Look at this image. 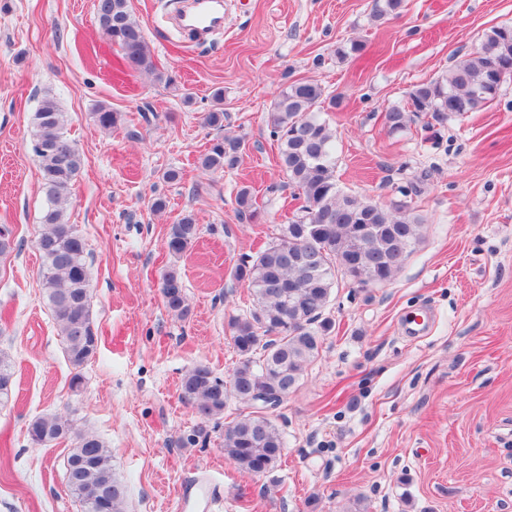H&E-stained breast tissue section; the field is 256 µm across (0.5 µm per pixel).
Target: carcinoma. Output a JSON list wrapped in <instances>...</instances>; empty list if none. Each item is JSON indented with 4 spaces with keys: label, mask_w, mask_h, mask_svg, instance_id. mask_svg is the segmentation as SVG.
<instances>
[{
    "label": "carcinoma",
    "mask_w": 512,
    "mask_h": 512,
    "mask_svg": "<svg viewBox=\"0 0 512 512\" xmlns=\"http://www.w3.org/2000/svg\"><path fill=\"white\" fill-rule=\"evenodd\" d=\"M405 0H374L377 18L397 17ZM96 17L104 35L119 46L123 65L156 75L140 25L128 0H97ZM512 79V24L491 28L480 49L456 61L441 76L414 85L402 107L385 112L391 133L402 132L409 113L429 117L426 139L434 140L448 120L475 112L491 102L504 81ZM324 88L297 79L277 95L268 116L270 136L279 142L280 166L299 206L276 240L255 256L243 259L235 278L246 283L254 299L247 314L235 317L230 328L240 364L224 380L207 365L198 364L181 381V397L195 411L197 423L186 437L190 445L206 444L209 426L224 414L228 398L252 408L224 426V455L253 476L269 473L282 456L284 438L257 401L281 404L297 386L307 363L318 354L322 336L332 328L323 316L337 273L351 270L356 254L361 272L386 282L402 268L420 241L423 218L403 203L387 206L364 201L341 191L336 182V132L319 117ZM34 145L47 203L42 229L34 240L41 259L42 288L53 312L73 374L70 386L80 388L81 370L97 353L100 336L90 312L91 274L85 239L67 223L61 203L70 192L83 158L78 149L67 152L66 116L56 100L46 97L33 116ZM246 143L240 137L217 136L197 158L198 167L222 172L240 164ZM238 214L259 218L254 193L247 187L236 194ZM198 225L190 215L170 225L165 247L183 255L197 238ZM160 290L166 308L183 317L188 313L182 277L165 272ZM13 388L11 359L0 354V403ZM35 446L60 439L73 440L67 458L66 484L83 512H123L126 488L112 466V454L96 435L74 429L57 415H42L28 427Z\"/></svg>",
    "instance_id": "carcinoma-1"
}]
</instances>
